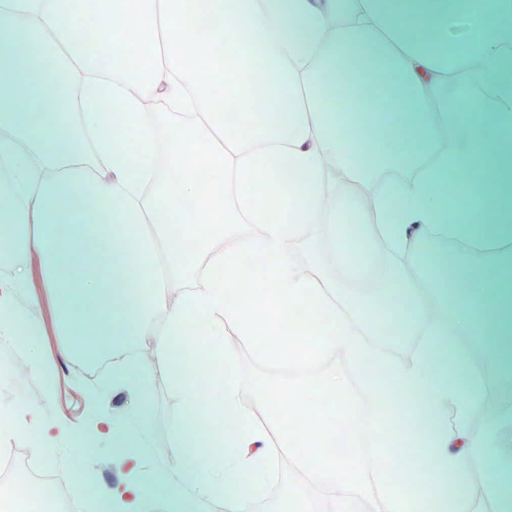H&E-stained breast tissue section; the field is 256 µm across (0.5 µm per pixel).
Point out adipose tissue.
<instances>
[{
  "label": "adipose tissue",
  "mask_w": 512,
  "mask_h": 512,
  "mask_svg": "<svg viewBox=\"0 0 512 512\" xmlns=\"http://www.w3.org/2000/svg\"><path fill=\"white\" fill-rule=\"evenodd\" d=\"M96 28L78 38L68 0H0V336L25 337L24 370L53 382L46 305L64 350L111 355L129 402L94 426L124 474L98 492L102 512H199L218 499L249 512L279 476L273 429L308 476L279 512H481L478 468L501 473L493 494L512 512V0H96ZM476 57L483 95L449 106ZM339 68L371 144L348 138L350 114L330 105ZM256 69L266 96L242 138L224 111ZM111 113L122 137L103 132ZM330 160L354 184L382 177V192L365 207L325 206ZM463 172L461 209L448 184ZM242 222L255 233L224 248L225 225ZM314 227L327 248L304 274L296 248ZM430 239L474 244L477 260L443 248L415 274L394 267L377 291L333 297L337 274L376 264L373 242L410 259ZM245 251L264 257L261 278L241 265ZM202 254L220 274L193 288ZM380 322L419 337L412 360L367 342ZM452 335L481 338L490 375L449 356ZM200 341L223 375L191 373ZM240 344L279 368L342 355L358 382L329 369L257 385L255 399L278 410L268 428L241 404ZM156 372L177 400L174 467L149 451ZM491 394L497 414L481 435L473 418ZM370 404L374 445L398 449L403 471L377 473L372 500L361 451L331 461L321 442L337 409ZM214 418L224 443L203 465L200 426Z\"/></svg>",
  "instance_id": "1"
}]
</instances>
